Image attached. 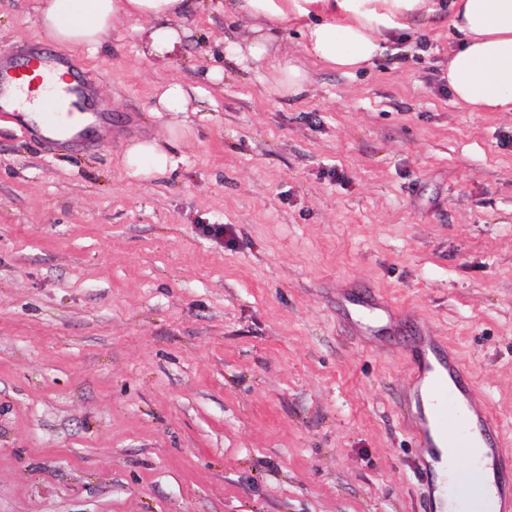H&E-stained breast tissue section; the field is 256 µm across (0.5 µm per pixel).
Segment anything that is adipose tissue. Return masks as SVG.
Segmentation results:
<instances>
[{"mask_svg": "<svg viewBox=\"0 0 512 512\" xmlns=\"http://www.w3.org/2000/svg\"><path fill=\"white\" fill-rule=\"evenodd\" d=\"M246 24L242 40L230 47L235 59L269 60L275 89L296 96L306 89L305 70L272 57L282 24L307 19L305 50L324 69L344 74L369 65L384 50L387 36L422 25L447 12L460 42L448 58L452 99L472 112H512V0H227ZM189 0H41L36 19L40 37L76 53L97 51L115 22L149 25L152 54L165 56L187 36L177 21ZM133 177H153L175 161L159 141L133 142L122 157Z\"/></svg>", "mask_w": 512, "mask_h": 512, "instance_id": "obj_1", "label": "adipose tissue"}]
</instances>
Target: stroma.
I'll use <instances>...</instances> for the list:
<instances>
[{
    "instance_id": "obj_1",
    "label": "stroma",
    "mask_w": 512,
    "mask_h": 512,
    "mask_svg": "<svg viewBox=\"0 0 512 512\" xmlns=\"http://www.w3.org/2000/svg\"><path fill=\"white\" fill-rule=\"evenodd\" d=\"M39 4L0 0L1 50ZM183 24L164 59L133 20L74 56L108 104L78 150L0 117V512H424L404 339L352 336L336 286L441 338L512 443V112L453 103L444 13L352 74L289 22L296 97L228 58L224 0ZM167 82L196 111L154 112ZM174 125V169L129 177ZM122 165L132 177H153L172 169L175 161L170 151L155 139L133 142L122 157Z\"/></svg>"
}]
</instances>
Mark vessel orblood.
Masks as SVG:
<instances>
[{"instance_id":"vessel-or-blood-1","label":"vessel or blood","mask_w":512,"mask_h":512,"mask_svg":"<svg viewBox=\"0 0 512 512\" xmlns=\"http://www.w3.org/2000/svg\"><path fill=\"white\" fill-rule=\"evenodd\" d=\"M67 65L64 53L49 55L37 47L29 49L19 62L0 55V113L7 115L16 109L19 90L39 92L44 75ZM91 86L86 72L74 71L60 93L79 108L91 99ZM343 301L366 336L376 338L389 332L399 314L398 308L381 296L348 292ZM406 348L412 378L407 406L421 449L416 468L429 493L431 512L438 507V465L447 448L465 449L471 465L483 477L479 484H459L452 490L454 496L472 512H481L485 496L491 494L499 501V512H512V450L507 449L496 420L488 412H464L463 404L472 395L467 369L438 337H411Z\"/></svg>"}]
</instances>
